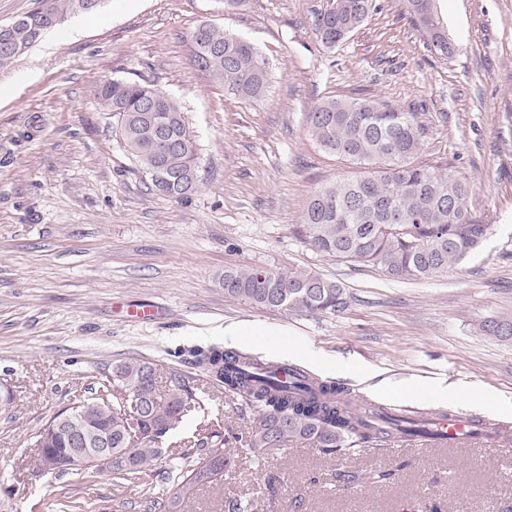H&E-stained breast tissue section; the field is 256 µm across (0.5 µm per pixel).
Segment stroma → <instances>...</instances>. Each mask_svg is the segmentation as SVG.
I'll return each instance as SVG.
<instances>
[{
	"label": "stroma",
	"instance_id": "stroma-1",
	"mask_svg": "<svg viewBox=\"0 0 512 512\" xmlns=\"http://www.w3.org/2000/svg\"><path fill=\"white\" fill-rule=\"evenodd\" d=\"M329 0H106L70 17L0 68V512H146L149 485L41 474L30 438L88 398L112 366L144 357L197 387L202 412L164 446L221 419L231 439L222 485L189 512L228 498L274 499L273 512H512V447L371 446L324 454L315 442L278 456L241 438L252 422L183 351L213 345L287 360L387 407L462 411L512 427V340L483 332L512 318V0H438L455 53L431 51L405 0H377L335 49L314 34ZM211 23L254 44L267 83L253 100L225 94L193 63L190 34ZM174 97L196 136L202 185L176 202L147 189L100 111L105 80ZM376 95L425 107L423 163L473 186L492 230L448 272L398 282L381 269L314 250L310 197L354 166L325 153L305 115L323 97ZM302 270L337 281L347 304L314 316L224 294L228 268ZM132 305L154 317L130 318ZM243 329L226 339L224 329ZM323 359L313 364L304 352ZM455 385L454 399L435 396ZM420 387L411 395L409 387Z\"/></svg>",
	"mask_w": 512,
	"mask_h": 512
}]
</instances>
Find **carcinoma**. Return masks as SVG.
I'll return each instance as SVG.
<instances>
[{
    "label": "carcinoma",
    "mask_w": 512,
    "mask_h": 512,
    "mask_svg": "<svg viewBox=\"0 0 512 512\" xmlns=\"http://www.w3.org/2000/svg\"><path fill=\"white\" fill-rule=\"evenodd\" d=\"M84 0H34L25 12L27 24L15 30L13 46L0 45V68L27 53L49 31L74 14ZM413 25L427 46L450 58L454 46L445 34L437 0H407ZM376 0H330L316 17L319 43L332 49L357 32L377 11ZM195 65L241 99H257L264 89L266 62L248 41L209 26L204 37L190 35ZM157 101L156 112H141L144 100ZM99 108L117 118L123 148L135 161L147 188L175 201H186L200 185L199 153L185 112L169 94L152 85L110 80L96 92ZM309 136L326 153L361 168L354 178L338 179L316 192L303 217L309 243L317 251L339 260L379 268L394 280H422L448 272V267L476 252L489 225L469 207L472 185L441 169L419 162L428 127L417 108L375 97L320 100L306 115ZM166 133L180 148L166 155L154 149L156 137ZM163 166L186 178L169 189L152 182V170ZM224 293L256 305L305 315L336 312L346 305L344 289L336 282L303 271L288 272L260 267L224 270ZM487 334L512 339V318L483 326ZM195 365L224 392L242 398L257 414L248 432L249 447L265 454H283L288 443L313 440L326 454L393 442L405 436L429 434L433 425L392 415L381 406H364L361 397L339 382L319 379L309 371L288 366V383L265 370V363L238 350L219 346L190 351ZM150 361L129 359L112 366V381L136 392L145 411L140 433L126 428V409L117 400L103 403L99 396L87 402L91 426L112 432V453L126 456L112 469L94 466L82 477L110 471L119 484L156 479L158 496L153 512H187L199 491L222 480L230 462L224 424L205 420L190 440L168 457L160 446L192 411L202 408L196 392L178 371H170L167 391L158 392ZM168 469L156 471L162 460Z\"/></svg>",
    "instance_id": "cac0c4a2"
}]
</instances>
